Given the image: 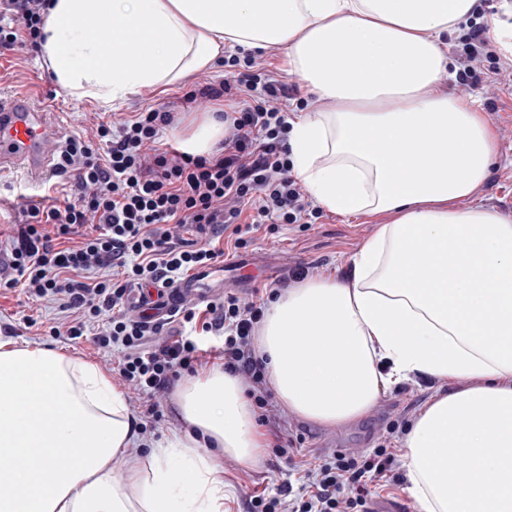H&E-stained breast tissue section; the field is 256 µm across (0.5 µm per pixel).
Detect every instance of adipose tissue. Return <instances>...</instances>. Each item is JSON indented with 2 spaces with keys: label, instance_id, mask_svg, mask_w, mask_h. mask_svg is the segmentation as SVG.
<instances>
[{
  "label": "adipose tissue",
  "instance_id": "obj_1",
  "mask_svg": "<svg viewBox=\"0 0 512 512\" xmlns=\"http://www.w3.org/2000/svg\"><path fill=\"white\" fill-rule=\"evenodd\" d=\"M50 4L41 51L73 96L109 104L257 49L341 102L292 120V174L329 212L394 219L353 256L352 279L328 274L270 303L257 349L271 388L334 426L411 376L447 381L400 440L407 490L419 512H512V221L453 208L487 179L497 143L477 102L443 89L444 38L475 0ZM177 399L189 430L152 443L117 484L111 462L135 435L123 393L90 361L0 336V512H224L223 455L249 463L264 445L253 404L218 368ZM452 448L467 479L448 468Z\"/></svg>",
  "mask_w": 512,
  "mask_h": 512
}]
</instances>
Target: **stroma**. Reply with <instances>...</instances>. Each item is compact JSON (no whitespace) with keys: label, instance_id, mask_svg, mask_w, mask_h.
I'll list each match as a JSON object with an SVG mask.
<instances>
[{"label":"stroma","instance_id":"35a3bbf8","mask_svg":"<svg viewBox=\"0 0 512 512\" xmlns=\"http://www.w3.org/2000/svg\"><path fill=\"white\" fill-rule=\"evenodd\" d=\"M237 58V66L219 63L189 73L170 86L145 90L105 107L94 98L70 95L39 52L19 48L0 55V86L33 92L49 104L51 119L62 127L64 136L89 138L98 121L148 107H180L183 95L192 87L201 88L232 78L237 71L250 67L271 70L280 65V54L276 51H241ZM447 88L453 95L479 101L498 143V156L486 181L470 196L456 200L455 205L460 209L481 206L512 220V71L501 72L492 82L481 79L463 85L453 79ZM32 195V189L23 180L12 175L0 178V233H15L18 225L28 222L27 203ZM390 219L387 213L370 218H346L327 212L313 224L278 225L274 233L260 235L248 248L238 250L237 255L257 264H274L284 259L289 266H311L316 275L332 273L347 280L353 274L352 257L374 236L379 225ZM63 317L55 304L32 301L8 290L0 293V336L65 349L69 354L94 362L112 375L113 385H120L116 373L123 359L122 349L99 348L94 341L101 330L97 324L87 325L83 336L76 340L51 334L50 326ZM435 394V389L412 379L383 392L371 412L361 420L338 427L309 422L286 406H279L288 448L278 455L272 449H263L258 460L250 464L225 456L222 462L225 512H240L243 499L251 495L274 496L287 485L301 488L303 481L294 470L293 461L302 458L317 461L350 450L359 456L372 454L389 438L393 423L402 421L407 414L419 417Z\"/></svg>","mask_w":512,"mask_h":512}]
</instances>
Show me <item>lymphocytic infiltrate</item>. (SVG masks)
Instances as JSON below:
<instances>
[{
  "label": "lymphocytic infiltrate",
  "mask_w": 512,
  "mask_h": 512,
  "mask_svg": "<svg viewBox=\"0 0 512 512\" xmlns=\"http://www.w3.org/2000/svg\"><path fill=\"white\" fill-rule=\"evenodd\" d=\"M48 0H0V54L18 46L38 48ZM213 99L228 98L223 150L193 155L161 143L176 112L147 108L119 124L96 125L95 137H73L61 150L55 174L72 177L78 193L56 204L30 205L28 224L10 238L9 278L0 287L29 299L58 303L68 317L54 334L80 338L88 323L108 316L98 346L121 347L119 377L143 401L141 430L159 418L156 398L181 372L198 374L218 360L222 369L246 375L267 431L268 445L282 450L280 419L267 389L255 338L264 318L263 293L248 300L228 294L184 310L176 339L148 345L162 324L129 317L144 286H170L188 271L220 261L222 244L246 247L273 224H311L320 210L292 175L286 146L290 124L273 99L296 90L261 68L231 82L206 86ZM89 233L73 238L75 228ZM196 226L203 243L185 248L174 228ZM392 465L387 445L365 458L336 454L312 464L296 463L306 483L301 492L255 495L244 512H368L370 483Z\"/></svg>",
  "instance_id": "lymphocytic-infiltrate-1"
}]
</instances>
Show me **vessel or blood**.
Segmentation results:
<instances>
[{
  "instance_id": "b4317fda",
  "label": "vessel or blood",
  "mask_w": 512,
  "mask_h": 512,
  "mask_svg": "<svg viewBox=\"0 0 512 512\" xmlns=\"http://www.w3.org/2000/svg\"><path fill=\"white\" fill-rule=\"evenodd\" d=\"M61 139V130L36 99L22 91L0 92V177L16 174L40 188L54 174ZM250 266L241 258L194 269L166 292L146 291L139 312L162 322L186 302L208 301L222 294L228 281H243Z\"/></svg>"
}]
</instances>
